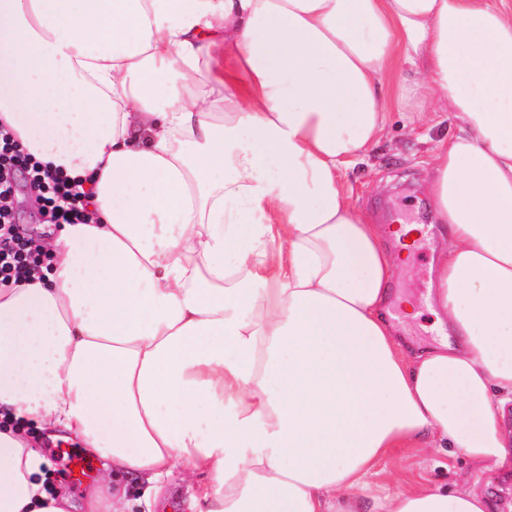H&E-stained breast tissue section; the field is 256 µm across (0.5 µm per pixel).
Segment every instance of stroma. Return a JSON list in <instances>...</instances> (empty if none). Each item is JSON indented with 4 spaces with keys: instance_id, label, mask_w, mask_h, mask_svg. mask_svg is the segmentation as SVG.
Wrapping results in <instances>:
<instances>
[{
    "instance_id": "obj_1",
    "label": "stroma",
    "mask_w": 512,
    "mask_h": 512,
    "mask_svg": "<svg viewBox=\"0 0 512 512\" xmlns=\"http://www.w3.org/2000/svg\"><path fill=\"white\" fill-rule=\"evenodd\" d=\"M454 128V121L448 120L411 130L405 127L400 113H392L382 140L345 174L351 201L374 214L387 228L401 222L430 225L425 170L435 141ZM440 246L438 238L429 234L422 237L394 285V308L401 310L409 304L418 312L417 318L406 320L405 326L409 340L419 344H433L441 338L427 304L429 266L434 249ZM41 446L49 461L45 469L49 490L67 489L72 503L82 505L86 491L98 485L100 461L85 457V474L77 478L66 457L67 452L76 450V442L45 436ZM471 470L468 458L457 448H432L423 454L399 449L380 462L373 481L395 489L405 480L423 476L452 492L459 477Z\"/></svg>"
}]
</instances>
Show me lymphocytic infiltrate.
I'll return each instance as SVG.
<instances>
[{
	"label": "lymphocytic infiltrate",
	"instance_id": "lymphocytic-infiltrate-1",
	"mask_svg": "<svg viewBox=\"0 0 512 512\" xmlns=\"http://www.w3.org/2000/svg\"><path fill=\"white\" fill-rule=\"evenodd\" d=\"M36 193L49 223L83 224L87 221L84 192L75 181L24 153L5 125H0V288L20 282L32 268L46 264L47 252L32 248L16 230L13 199L19 181Z\"/></svg>",
	"mask_w": 512,
	"mask_h": 512
}]
</instances>
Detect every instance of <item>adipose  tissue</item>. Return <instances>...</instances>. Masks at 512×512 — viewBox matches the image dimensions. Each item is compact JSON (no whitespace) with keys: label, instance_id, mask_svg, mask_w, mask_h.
<instances>
[{"label":"adipose tissue","instance_id":"1","mask_svg":"<svg viewBox=\"0 0 512 512\" xmlns=\"http://www.w3.org/2000/svg\"><path fill=\"white\" fill-rule=\"evenodd\" d=\"M396 95L458 121L426 171L453 341L421 349L342 180ZM0 122L92 195L0 288V512H71L44 431L101 460L86 512L177 471L192 512H356L399 448L512 467V0H0ZM379 509L494 505L465 476Z\"/></svg>","mask_w":512,"mask_h":512}]
</instances>
